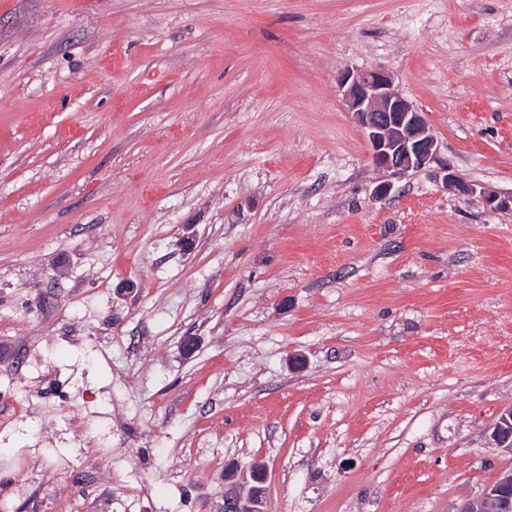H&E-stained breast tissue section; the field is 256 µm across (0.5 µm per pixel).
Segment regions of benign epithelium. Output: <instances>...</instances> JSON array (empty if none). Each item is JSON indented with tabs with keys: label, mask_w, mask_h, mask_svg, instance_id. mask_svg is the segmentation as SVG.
<instances>
[{
	"label": "benign epithelium",
	"mask_w": 512,
	"mask_h": 512,
	"mask_svg": "<svg viewBox=\"0 0 512 512\" xmlns=\"http://www.w3.org/2000/svg\"><path fill=\"white\" fill-rule=\"evenodd\" d=\"M343 99L369 147L372 163L395 174L421 170L435 161L437 138L425 115L394 87L383 69L346 70L339 76ZM439 177L459 197L479 195L491 210H512V195L500 194L462 179L453 170L440 168ZM490 444L512 452V408L504 411L490 433ZM512 505V472L502 474L482 494L468 500L460 512H499ZM224 512H265L262 493L234 491L224 499Z\"/></svg>",
	"instance_id": "1"
}]
</instances>
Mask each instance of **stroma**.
Masks as SVG:
<instances>
[{
	"mask_svg": "<svg viewBox=\"0 0 512 512\" xmlns=\"http://www.w3.org/2000/svg\"><path fill=\"white\" fill-rule=\"evenodd\" d=\"M388 70L438 159L374 166ZM512 0H0V512H460L512 453ZM391 182L377 198L379 183ZM338 83L376 167L401 174L435 161L438 142L424 113L395 89L385 70L348 69ZM439 177L443 185L459 197H471L479 193V196L489 209L512 210V195H502L483 187L478 190L475 184L462 179L452 169H448V166L440 168ZM490 444L512 452V408L504 411L492 427ZM225 512H265L263 509L262 490L257 492L254 485L244 497L230 491L224 499Z\"/></svg>",
	"mask_w": 512,
	"mask_h": 512,
	"instance_id": "1",
	"label": "stroma"
}]
</instances>
